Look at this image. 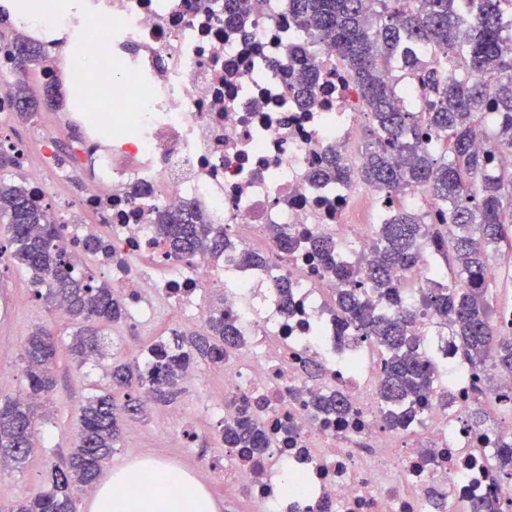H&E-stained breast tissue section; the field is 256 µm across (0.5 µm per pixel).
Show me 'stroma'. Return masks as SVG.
Masks as SVG:
<instances>
[{
  "label": "stroma",
  "mask_w": 512,
  "mask_h": 512,
  "mask_svg": "<svg viewBox=\"0 0 512 512\" xmlns=\"http://www.w3.org/2000/svg\"><path fill=\"white\" fill-rule=\"evenodd\" d=\"M58 105L40 108L28 122L0 121V140L25 149L29 161L42 162L41 139L53 135L62 161L58 170L48 175L53 206L64 205L90 234L102 237L103 225L94 215L80 209L81 188L88 173L70 159L72 141L81 131L61 125L63 113L72 111L78 102L65 87L57 89ZM39 326L50 328L60 341L53 391L44 399L42 415L37 421L33 451L23 468L0 467V512H9L21 496L34 495L48 489L47 476L73 445L79 425L80 408L86 398L98 393H113L116 402H124V391L113 388L110 370L114 359L137 360L158 339L169 338L171 330H193L180 311L165 302H158L157 316L151 323L129 328L127 323L107 327L111 341L109 357L76 364L66 346L74 330L68 318L58 316L54 307L34 295L28 270L0 259V399L17 395L26 389L21 354L30 333ZM194 379H186L175 387L171 400L152 405L137 421L127 422L108 469L114 470L144 458H154L200 477L211 496L217 512H250L244 494L224 485L223 463H211V449L220 439L223 417L206 412L210 391L223 386L224 373L204 360L193 365Z\"/></svg>",
  "instance_id": "1"
}]
</instances>
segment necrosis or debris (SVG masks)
<instances>
[{
	"label": "necrosis or debris",
	"instance_id": "necrosis-or-debris-1",
	"mask_svg": "<svg viewBox=\"0 0 512 512\" xmlns=\"http://www.w3.org/2000/svg\"><path fill=\"white\" fill-rule=\"evenodd\" d=\"M245 18L229 24L224 0H74L41 40L44 81L74 74L56 54L63 43L99 56L110 75L95 93L112 101L111 132L82 112L65 121L82 130L72 148L91 173L82 207L110 229L115 295L139 324L154 320L158 296L197 324L218 306L236 325L241 344L225 352L224 389L209 405L228 419L251 408L271 441L257 461L244 448L223 451L226 484L243 488L258 512H457L477 499L512 512V486L489 472L512 430L465 415L496 407L512 373L473 369L434 330L432 313H418L417 356L452 365L455 378L434 376L410 421L413 437L401 443L378 396V355L323 311L318 289L340 283L310 239L331 238L337 261L365 265L377 255L372 226L387 218L383 190L313 178L334 156L361 166L365 114L335 49L300 30L288 0H247ZM303 51L314 66L310 105L294 90ZM184 205L223 229L233 251L180 259L155 244L156 211ZM274 226L302 247L280 253ZM255 252L264 261H240ZM145 255L153 265L139 266ZM447 385L449 405L439 399ZM337 391L350 415H317L313 402ZM286 475L302 491L286 492Z\"/></svg>",
	"mask_w": 512,
	"mask_h": 512
}]
</instances>
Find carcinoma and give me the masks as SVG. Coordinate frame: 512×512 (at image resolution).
<instances>
[{"instance_id":"cac0c4a2","label":"carcinoma","mask_w":512,"mask_h":512,"mask_svg":"<svg viewBox=\"0 0 512 512\" xmlns=\"http://www.w3.org/2000/svg\"><path fill=\"white\" fill-rule=\"evenodd\" d=\"M288 11L299 26L336 48V56L353 77L360 105L371 117L366 161L358 178L390 191V219L378 226V259L365 267L333 263L335 243L315 241L328 269L343 282L336 292L334 319L352 327L383 353L379 394L388 407L419 396L430 387L433 365L420 360L414 309L405 305L398 273L417 259L420 240L435 241L441 258H451V284L427 288L423 305L439 324L448 327L457 354L476 370L487 364L512 372V322H489L484 270L490 251L512 240V169L498 167L493 152L512 148V13L504 0H288ZM407 42L440 54L448 78L419 67L401 55ZM6 50L19 72L42 55V46L20 35ZM415 77L428 101L419 107L399 103L394 67ZM483 73L476 83L467 74ZM18 110L33 106L23 80L11 93ZM489 143L480 152L476 141ZM424 191L430 206L445 222L428 224L429 213L407 208L391 194L396 187ZM7 218L8 245L0 247L13 262L32 272L37 297L57 305L79 322L67 349L78 364L106 354L101 327L117 323L126 311L112 287L87 271L76 273L77 258L69 248L65 225L48 223V207L32 201L15 182L0 178V219ZM157 236L169 252L188 257L206 245L217 256L232 247L224 232L203 223L192 208L166 209L158 214ZM368 288L380 293L394 312H378L361 300ZM239 345L233 325L220 312L206 332L173 333V342L151 345L144 362L112 367L113 385L127 391L123 412L130 418L148 401L165 402L171 389L193 362L224 358V349ZM59 342L38 328L28 336L23 360L26 393L45 398L55 386L53 368ZM112 396L90 397L82 406L75 445L54 465L50 489L24 496L10 512H74L75 492L93 486L120 437L121 419ZM37 406L14 397L0 401V463L23 466L32 452ZM222 439L231 448H252L264 454L270 442L254 415L244 410L224 422ZM491 472L512 481V446L491 459Z\"/></svg>"}]
</instances>
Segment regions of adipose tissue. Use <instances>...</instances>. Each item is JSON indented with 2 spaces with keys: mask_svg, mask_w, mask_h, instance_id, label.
Segmentation results:
<instances>
[{
  "mask_svg": "<svg viewBox=\"0 0 512 512\" xmlns=\"http://www.w3.org/2000/svg\"><path fill=\"white\" fill-rule=\"evenodd\" d=\"M92 512H213V503L191 473L144 459L97 485Z\"/></svg>",
  "mask_w": 512,
  "mask_h": 512,
  "instance_id": "obj_1",
  "label": "adipose tissue"
}]
</instances>
